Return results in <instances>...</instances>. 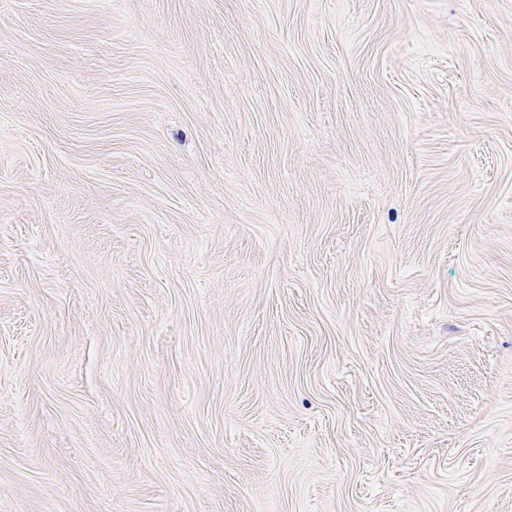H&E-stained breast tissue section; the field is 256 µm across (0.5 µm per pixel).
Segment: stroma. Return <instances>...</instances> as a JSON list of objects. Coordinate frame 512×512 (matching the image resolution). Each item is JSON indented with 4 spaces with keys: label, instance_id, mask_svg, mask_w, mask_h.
Segmentation results:
<instances>
[{
    "label": "stroma",
    "instance_id": "stroma-1",
    "mask_svg": "<svg viewBox=\"0 0 512 512\" xmlns=\"http://www.w3.org/2000/svg\"><path fill=\"white\" fill-rule=\"evenodd\" d=\"M0 512H512V0H0Z\"/></svg>",
    "mask_w": 512,
    "mask_h": 512
}]
</instances>
